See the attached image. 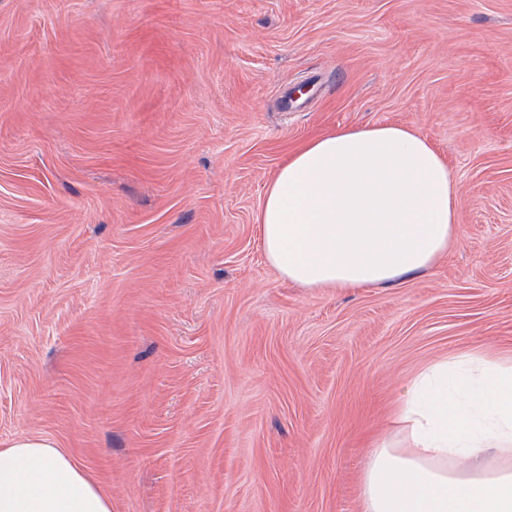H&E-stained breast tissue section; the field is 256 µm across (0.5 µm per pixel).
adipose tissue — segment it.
I'll return each instance as SVG.
<instances>
[{
    "label": "adipose tissue",
    "mask_w": 512,
    "mask_h": 512,
    "mask_svg": "<svg viewBox=\"0 0 512 512\" xmlns=\"http://www.w3.org/2000/svg\"><path fill=\"white\" fill-rule=\"evenodd\" d=\"M258 222L269 264L308 288H389L428 271L456 236L457 200L435 146L398 124L317 136L280 165ZM372 448L361 512H512V356L433 362ZM0 512H112L52 440L0 445Z\"/></svg>",
    "instance_id": "ef3b65f1"
}]
</instances>
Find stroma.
Instances as JSON below:
<instances>
[{"label": "stroma", "instance_id": "stroma-1", "mask_svg": "<svg viewBox=\"0 0 512 512\" xmlns=\"http://www.w3.org/2000/svg\"><path fill=\"white\" fill-rule=\"evenodd\" d=\"M446 159L447 256L395 288L265 259L308 139ZM512 352V0H0V442L112 512H360L374 434L440 358Z\"/></svg>", "mask_w": 512, "mask_h": 512}]
</instances>
